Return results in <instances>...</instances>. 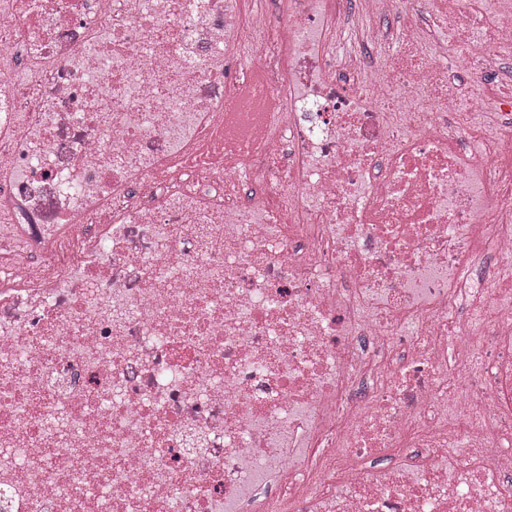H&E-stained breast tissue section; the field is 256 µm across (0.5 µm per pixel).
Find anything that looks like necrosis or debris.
Returning a JSON list of instances; mask_svg holds the SVG:
<instances>
[{"label":"necrosis or debris","mask_w":512,"mask_h":512,"mask_svg":"<svg viewBox=\"0 0 512 512\" xmlns=\"http://www.w3.org/2000/svg\"><path fill=\"white\" fill-rule=\"evenodd\" d=\"M0 0V512H512V0ZM366 24L365 19H360L357 24L338 30L337 39L341 57L358 56L360 54L359 32Z\"/></svg>","instance_id":"1"}]
</instances>
